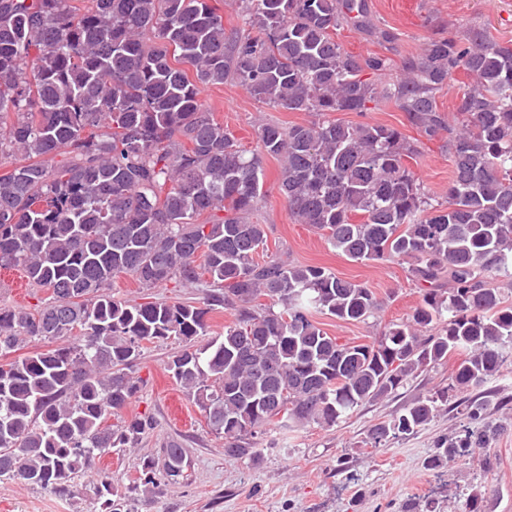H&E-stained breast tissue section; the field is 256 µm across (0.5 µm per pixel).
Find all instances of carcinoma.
<instances>
[{
	"mask_svg": "<svg viewBox=\"0 0 512 512\" xmlns=\"http://www.w3.org/2000/svg\"><path fill=\"white\" fill-rule=\"evenodd\" d=\"M81 2L0 0V160H12L0 171V267L44 293L0 307V480L80 497L75 512H125L130 497L183 477L177 446L123 488L96 468L154 429L148 415L112 417L141 389L144 345L171 339L166 370L230 460L257 465L270 429L334 426L454 355L448 386L372 425L363 444L414 435L452 400L462 424L427 466L489 447L485 385L512 367V301L497 286L512 283V40L482 27L438 36L380 88L388 59L336 38L351 27L392 42L366 0H237L241 30L224 27L215 0ZM459 72L471 82L453 126L436 94ZM226 82L319 119L262 123L247 149L199 100ZM381 97L427 140L448 135L447 202L409 167L417 140L329 119ZM267 157L296 223L352 261L409 264L420 302L406 320L357 344L313 319L367 324L381 304L363 283L269 253L255 219ZM120 275L147 290L200 288L203 301L116 299ZM223 306L234 319L197 344ZM31 340L46 348L18 354Z\"/></svg>",
	"mask_w": 512,
	"mask_h": 512,
	"instance_id": "1",
	"label": "carcinoma"
}]
</instances>
